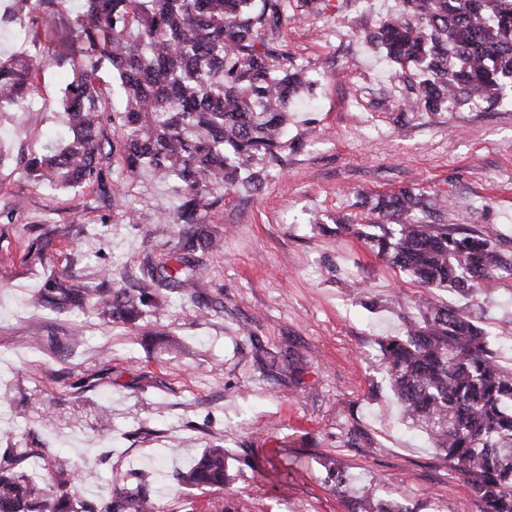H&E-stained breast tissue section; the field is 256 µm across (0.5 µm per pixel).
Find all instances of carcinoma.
<instances>
[{"instance_id": "1", "label": "carcinoma", "mask_w": 512, "mask_h": 512, "mask_svg": "<svg viewBox=\"0 0 512 512\" xmlns=\"http://www.w3.org/2000/svg\"><path fill=\"white\" fill-rule=\"evenodd\" d=\"M400 9L366 37L412 81L427 112L512 97V0H399ZM57 0H16L5 23L31 22L25 50L0 61V112L36 86L49 55L67 56L72 78L61 89L68 133L48 154L20 157L50 186L81 188L103 180L105 126L119 137L112 150L130 178L150 172L178 184L174 209L158 219L179 226V241L147 252L148 281L135 293L108 287L109 276L82 282L66 272L49 279L34 304L58 311L92 308L103 320L134 325L170 296L201 311L224 305L203 299L198 254L221 249L206 224L224 193L257 190L266 169L282 163L292 100L306 87L288 51L265 40L285 20V0H81L62 25L48 20ZM112 67L122 99L109 107L97 83ZM435 208L410 189L380 195L377 225L395 232L369 237L377 254L425 288H448L463 299L501 274L512 276V253L496 247L497 230L464 232L417 224L410 216ZM421 321L380 342L389 387L404 417L423 427L483 512H512V369L502 366L486 330L464 309L430 299ZM41 448L0 458V512H154L147 484L115 486L96 502H75V475L54 460L42 483L24 462ZM229 480L222 448H206L178 481L216 492ZM351 512H408L399 504L355 501Z\"/></svg>"}]
</instances>
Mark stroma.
I'll return each mask as SVG.
<instances>
[{
    "label": "stroma",
    "mask_w": 512,
    "mask_h": 512,
    "mask_svg": "<svg viewBox=\"0 0 512 512\" xmlns=\"http://www.w3.org/2000/svg\"><path fill=\"white\" fill-rule=\"evenodd\" d=\"M396 5L288 0L272 38L310 87L292 109L283 167L256 191L226 195L208 218L224 248L204 257L201 289L223 302L220 313L199 315L174 298L131 328L90 310L31 306L63 270L138 287L146 250L176 236L156 209L179 198L173 184L131 180L113 165L110 131L102 184L52 190L17 163L58 130L69 63L43 68L39 111L0 114V148L11 154L0 163V453L46 444L75 471L80 500L144 477L156 512H348V496L366 491L411 512H482L426 434L402 422L379 346L417 319L422 295L461 299L426 292L360 233L376 218V195L418 188L446 201L422 221L493 225L500 249L512 251V102L418 107L363 39ZM130 210L144 223H128ZM472 308L512 367V278L489 281ZM73 323L84 327L75 348L65 339ZM213 445L224 446L237 480L220 492L176 486L173 472ZM271 459L276 472L258 476L254 464ZM332 466L344 471L345 492Z\"/></svg>",
    "instance_id": "35a3bbf8"
}]
</instances>
